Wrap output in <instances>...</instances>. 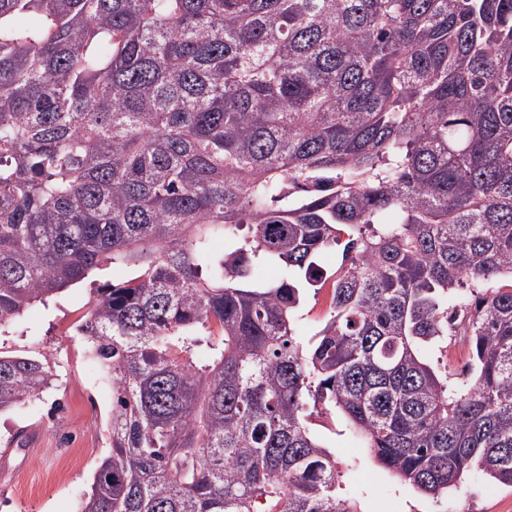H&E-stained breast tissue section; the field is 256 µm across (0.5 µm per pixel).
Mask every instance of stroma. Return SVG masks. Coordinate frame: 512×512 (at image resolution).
Returning a JSON list of instances; mask_svg holds the SVG:
<instances>
[{"label": "stroma", "instance_id": "35a3bbf8", "mask_svg": "<svg viewBox=\"0 0 512 512\" xmlns=\"http://www.w3.org/2000/svg\"><path fill=\"white\" fill-rule=\"evenodd\" d=\"M91 282L65 290L49 306L17 318L0 349L39 353L56 375L39 398L0 413V448L17 430L37 431L49 453L12 450L5 461L15 478L0 483V512H79L96 464L109 448L112 382L75 324L92 300ZM309 426L329 447L340 496L359 512H512V488L470 472L462 487L433 498L417 492L376 462L341 413L313 414Z\"/></svg>", "mask_w": 512, "mask_h": 512}]
</instances>
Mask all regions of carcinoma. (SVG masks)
Wrapping results in <instances>:
<instances>
[{
  "label": "carcinoma",
  "mask_w": 512,
  "mask_h": 512,
  "mask_svg": "<svg viewBox=\"0 0 512 512\" xmlns=\"http://www.w3.org/2000/svg\"><path fill=\"white\" fill-rule=\"evenodd\" d=\"M109 271L80 512H356L310 408L424 495L512 487V0H0V334ZM53 385L0 351V412ZM329 285L318 294L313 288L306 290L298 315L300 321L299 333L302 341L307 342L322 324L330 300ZM448 345V348H446ZM424 357L434 366L443 370V366L448 361V380H458V375L450 374L461 373L468 359V346L463 336H448L446 340L438 345H433L424 352Z\"/></svg>",
  "instance_id": "carcinoma-1"
}]
</instances>
